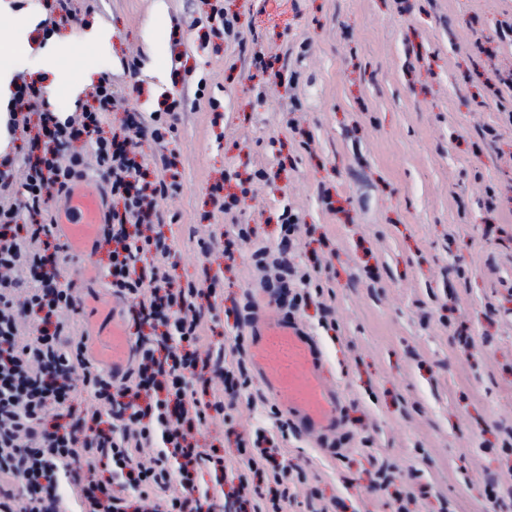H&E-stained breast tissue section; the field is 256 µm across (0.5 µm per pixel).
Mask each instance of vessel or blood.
Returning <instances> with one entry per match:
<instances>
[{"mask_svg":"<svg viewBox=\"0 0 512 512\" xmlns=\"http://www.w3.org/2000/svg\"><path fill=\"white\" fill-rule=\"evenodd\" d=\"M106 229L104 202L92 187L73 188L57 215V230L69 247L90 254ZM250 363L259 383L279 403L289 422L306 435H329L339 424L341 396L321 368L317 345L295 322L281 317L251 319ZM103 355L115 372L132 357L129 338L113 326Z\"/></svg>","mask_w":512,"mask_h":512,"instance_id":"1","label":"vessel or blood"}]
</instances>
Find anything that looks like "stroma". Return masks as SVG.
Here are the masks:
<instances>
[{
    "mask_svg": "<svg viewBox=\"0 0 512 512\" xmlns=\"http://www.w3.org/2000/svg\"><path fill=\"white\" fill-rule=\"evenodd\" d=\"M54 33L65 56L36 57L52 17L45 0H0V40L13 82L35 81L49 111L75 113L109 76L116 103L103 129L124 140L128 113L152 127L178 102L165 147L177 188L160 199L172 274L221 293L203 298L200 354H247L235 313L293 316L318 345L340 392L335 448L283 427L273 397L251 382L197 440L225 457L237 436L273 437L292 466L290 512H512V124L485 81L512 75L500 21L512 0H75ZM236 20L225 37L223 17ZM112 28V51L85 40ZM85 91L73 95L72 86ZM497 131L494 139L485 128ZM263 170L267 179L256 178ZM249 193L225 214L215 196ZM299 217L282 247L283 211ZM249 225L234 260L225 241ZM209 241L202 253L199 240ZM286 250L319 284L296 310L278 306L252 260ZM106 248L70 253L61 267L80 305L78 331L96 341L112 295L100 280ZM393 483L377 488L379 471Z\"/></svg>",
    "mask_w": 512,
    "mask_h": 512,
    "instance_id": "stroma-1",
    "label": "stroma"
}]
</instances>
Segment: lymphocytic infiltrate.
Here are the masks:
<instances>
[{"instance_id": "obj_1", "label": "lymphocytic infiltrate", "mask_w": 512, "mask_h": 512, "mask_svg": "<svg viewBox=\"0 0 512 512\" xmlns=\"http://www.w3.org/2000/svg\"><path fill=\"white\" fill-rule=\"evenodd\" d=\"M91 96L95 108L77 115L41 113L34 141L42 152L20 162L0 158V512H61L68 486L78 491L80 512H128L112 492L116 483L133 494L137 512H205L211 495L201 489L200 473L207 468L220 479L228 466L237 479L231 496L241 506L288 512L291 470L274 463L265 435L239 436V456L229 462L196 442L209 414H223L236 399L248 368L220 351L198 354L205 340L201 291L172 279V247L153 222L158 197L174 188L165 178L173 158L155 156L161 175L146 181L143 163L103 134L102 117L114 101L111 80L100 78ZM89 152L105 195L123 202L122 210L106 212L105 285L141 329L119 378L91 364L86 342L73 338L74 322L63 318L78 300L61 280L67 247L49 203L87 178ZM204 375L222 384L205 402L192 387ZM79 384L94 408L73 405ZM100 461L109 478L82 481V466ZM262 482L272 496L259 497Z\"/></svg>"}]
</instances>
